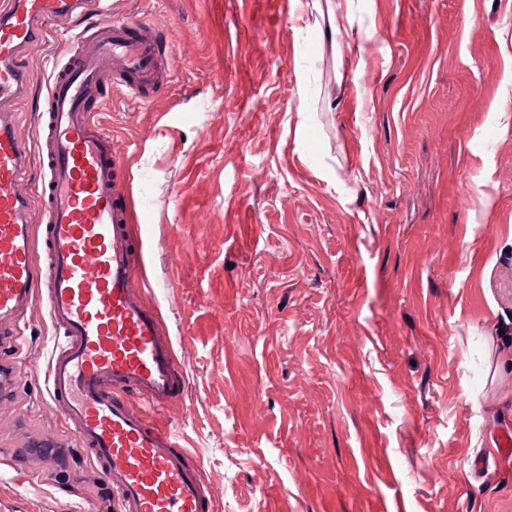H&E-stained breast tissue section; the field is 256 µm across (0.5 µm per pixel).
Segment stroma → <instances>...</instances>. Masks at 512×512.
<instances>
[{
  "label": "stroma",
  "mask_w": 512,
  "mask_h": 512,
  "mask_svg": "<svg viewBox=\"0 0 512 512\" xmlns=\"http://www.w3.org/2000/svg\"><path fill=\"white\" fill-rule=\"evenodd\" d=\"M175 67L106 89L138 285L186 377L215 512H512V0H351L336 59L304 0H105ZM70 18L23 66L31 139ZM42 304L0 348V512H110L45 405Z\"/></svg>",
  "instance_id": "obj_1"
}]
</instances>
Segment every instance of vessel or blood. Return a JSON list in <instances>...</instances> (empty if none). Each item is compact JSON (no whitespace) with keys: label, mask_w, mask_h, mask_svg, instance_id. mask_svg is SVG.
Instances as JSON below:
<instances>
[{"label":"vessel or blood","mask_w":512,"mask_h":512,"mask_svg":"<svg viewBox=\"0 0 512 512\" xmlns=\"http://www.w3.org/2000/svg\"><path fill=\"white\" fill-rule=\"evenodd\" d=\"M103 0H0V334L21 338L41 302L63 340L48 364L49 409L112 492L118 512H213L200 465L150 410L181 399L186 379L154 307L134 287L136 238L116 184L112 138L92 119L106 82L129 93L170 73L135 17L81 31L49 77L37 139L12 107L32 81L21 57L76 10ZM38 159L41 177L24 173ZM135 390L139 404L126 390Z\"/></svg>","instance_id":"1"}]
</instances>
